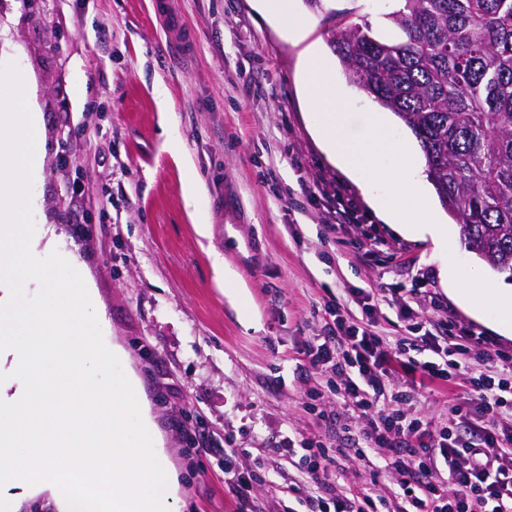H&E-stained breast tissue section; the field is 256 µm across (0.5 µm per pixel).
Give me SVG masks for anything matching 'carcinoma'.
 I'll return each instance as SVG.
<instances>
[{
  "mask_svg": "<svg viewBox=\"0 0 512 512\" xmlns=\"http://www.w3.org/2000/svg\"><path fill=\"white\" fill-rule=\"evenodd\" d=\"M390 37L348 22V78L419 142L466 248L512 281V0H400Z\"/></svg>",
  "mask_w": 512,
  "mask_h": 512,
  "instance_id": "obj_1",
  "label": "carcinoma"
}]
</instances>
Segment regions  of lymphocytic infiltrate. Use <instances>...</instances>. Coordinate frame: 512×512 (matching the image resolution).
I'll return each mask as SVG.
<instances>
[{
  "label": "lymphocytic infiltrate",
  "instance_id": "f902f5d3",
  "mask_svg": "<svg viewBox=\"0 0 512 512\" xmlns=\"http://www.w3.org/2000/svg\"><path fill=\"white\" fill-rule=\"evenodd\" d=\"M420 294L417 288L403 294L361 289L356 303L369 318L384 304L407 315ZM324 312L321 332L304 354L318 373L341 379L344 408L367 427L355 448L303 441L301 459L311 479L308 512H374L372 485L390 471L400 475L394 512H512V356L452 320L445 322L444 336L422 321L398 338L347 323L335 305ZM473 347L480 354L475 362L469 358ZM421 350L430 352V360H414ZM415 368L428 384L470 393L464 404L449 397L448 418L439 430L429 431L421 418L398 410L405 394L387 389L391 376ZM370 456L378 463L369 484L337 490L341 459Z\"/></svg>",
  "mask_w": 512,
  "mask_h": 512
}]
</instances>
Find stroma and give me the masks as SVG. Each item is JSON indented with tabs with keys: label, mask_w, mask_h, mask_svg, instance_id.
Returning <instances> with one entry per match:
<instances>
[{
	"label": "stroma",
	"mask_w": 512,
	"mask_h": 512,
	"mask_svg": "<svg viewBox=\"0 0 512 512\" xmlns=\"http://www.w3.org/2000/svg\"><path fill=\"white\" fill-rule=\"evenodd\" d=\"M292 6L304 37L258 0H0V66L29 80L41 116L35 223L54 225L77 253L91 301L139 379L172 462L177 512H288L309 476L293 446L357 440L363 422L330 392L303 353L323 306L361 320L351 293L404 292L426 274L432 301L415 318L454 320L512 354V339L464 309L441 278L447 261L479 266L431 184L423 194L448 226V245L394 233L372 208L387 183L333 165L313 129L302 68L319 49L342 90L338 108L365 117L375 102L349 81L329 39L341 23L387 33L393 0ZM168 92L160 111L155 84ZM205 189L198 208L188 180ZM237 198L235 223L224 200ZM357 220L337 224L339 210ZM205 233H198V223ZM358 241L377 252L355 249ZM220 253L236 280L214 271ZM405 414L437 426L448 394L399 374ZM237 448L225 459V447ZM261 465L240 495L225 467Z\"/></svg>",
	"instance_id": "stroma-1"
}]
</instances>
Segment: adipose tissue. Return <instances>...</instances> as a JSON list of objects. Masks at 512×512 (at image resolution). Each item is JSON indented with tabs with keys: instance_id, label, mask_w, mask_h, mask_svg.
<instances>
[{
	"instance_id": "adipose-tissue-1",
	"label": "adipose tissue",
	"mask_w": 512,
	"mask_h": 512,
	"mask_svg": "<svg viewBox=\"0 0 512 512\" xmlns=\"http://www.w3.org/2000/svg\"><path fill=\"white\" fill-rule=\"evenodd\" d=\"M304 82L309 92V108L332 116L331 122H321L315 127V134L328 158L348 173L355 175L368 171L390 185V193L373 200L386 224L403 235L427 237L441 244L447 242L448 232L444 224L435 218L419 219L408 203L409 196L418 193L425 178L410 144L404 139L385 135V120L378 114L369 115L361 131H353L354 118L351 113L339 111L336 80L318 54H311L304 70ZM390 156L403 158V165L386 166L385 160ZM445 277L454 286L460 305L488 321L494 330L512 334V289L489 285L480 293H471L466 287L467 282L483 278L482 272L475 268L465 271L449 268Z\"/></svg>"
}]
</instances>
